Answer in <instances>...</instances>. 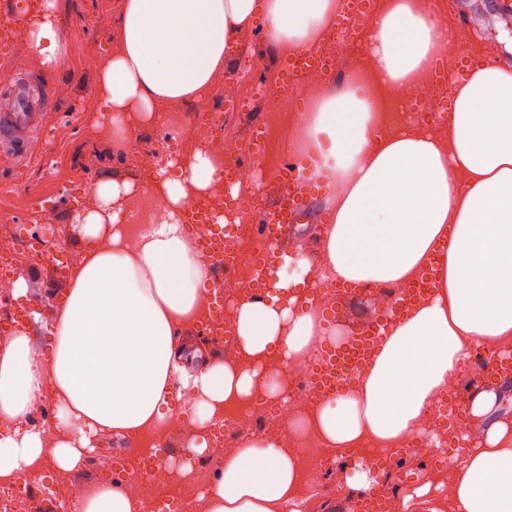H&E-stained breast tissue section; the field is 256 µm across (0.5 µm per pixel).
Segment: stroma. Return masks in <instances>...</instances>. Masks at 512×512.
I'll return each mask as SVG.
<instances>
[{
    "mask_svg": "<svg viewBox=\"0 0 512 512\" xmlns=\"http://www.w3.org/2000/svg\"><path fill=\"white\" fill-rule=\"evenodd\" d=\"M39 2L0 0V17L9 16L21 33L7 53L13 57L29 56L28 72L34 73L50 91L53 103L51 112L44 116L46 129L72 123L78 133L68 143H59L50 137L33 139L25 167H18L11 159L0 165V225L17 224L32 232H41L44 220L33 209L32 202L49 200L58 215L49 246L69 254L85 248L84 240L69 232L84 208L74 195L63 192L62 177L79 174L88 188L106 180L136 181L140 178L133 164L119 158L110 140L98 132L99 125L109 122L110 115L99 90L102 68L89 61L93 55L101 61L108 59L116 49L117 20L123 0H55L60 6L55 13L57 34L67 46L66 56L55 68L43 65L32 48L30 33ZM438 6L446 10L456 30L463 32V53L485 51L490 61H512V11L504 10L503 0H438ZM281 52V46L268 40L261 25L248 28L239 34L236 51L207 94L174 104V111L203 108L223 95L228 85L253 96L258 87H275L280 76ZM266 109V100L254 96L249 110L227 113L225 131L244 144H251ZM312 195V201L305 206L308 216L304 223L293 225L288 232L285 242L288 253L313 256L320 250L316 228L330 223L334 198L323 186L313 189ZM20 270L29 282V291L21 303L35 308L39 314L38 322L28 325L31 345L35 348L49 346V325L69 283L59 279L48 263L35 264L26 259ZM130 453V446L109 437L101 438L82 467L65 473L71 496L79 497L83 489L101 482L100 458L126 459Z\"/></svg>",
    "mask_w": 512,
    "mask_h": 512,
    "instance_id": "stroma-1",
    "label": "stroma"
}]
</instances>
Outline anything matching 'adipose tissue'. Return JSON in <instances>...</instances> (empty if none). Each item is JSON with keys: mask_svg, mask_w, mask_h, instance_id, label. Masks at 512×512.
Segmentation results:
<instances>
[{"mask_svg": "<svg viewBox=\"0 0 512 512\" xmlns=\"http://www.w3.org/2000/svg\"><path fill=\"white\" fill-rule=\"evenodd\" d=\"M336 0H123L118 48L101 73L113 147L158 108L204 96L241 31L265 21L291 50L315 46L336 16ZM436 0H384L368 44L374 82L392 89L420 78L444 52ZM33 47L53 66L66 47L54 32V0H43ZM314 112L295 145L311 180L339 186L332 223L320 228V258L331 278L381 288L434 268V295L397 320L354 391L325 401L293 428L312 425L324 447L401 446L448 397V375L476 354L512 343V65L473 64L453 84L441 135L413 130L375 136L377 114L360 82L308 90ZM218 162L206 149L167 162L152 189L169 221L127 245L121 223L140 185L102 181L100 207L72 231L86 242L56 312L54 347L34 363L26 328L0 340V479L35 474L44 460L68 472L99 438L139 437L175 413L172 385L193 388V411L209 421L224 403L250 396L258 371L225 363L188 340L187 316L210 271L179 214L211 191ZM293 276L272 275L259 301L234 310L249 359L299 362L323 329L297 302L305 260L284 256ZM61 405L57 435L45 441L28 418L44 395ZM302 491L299 458L260 439L244 441L203 495L206 512H280ZM451 512H512V417L491 422L452 472ZM114 482L85 489L79 512H140Z\"/></svg>", "mask_w": 512, "mask_h": 512, "instance_id": "ef3b65f1", "label": "adipose tissue"}]
</instances>
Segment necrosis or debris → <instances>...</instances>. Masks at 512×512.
<instances>
[{
    "instance_id": "obj_1",
    "label": "necrosis or debris",
    "mask_w": 512,
    "mask_h": 512,
    "mask_svg": "<svg viewBox=\"0 0 512 512\" xmlns=\"http://www.w3.org/2000/svg\"><path fill=\"white\" fill-rule=\"evenodd\" d=\"M437 83L438 77L432 72L424 79L402 86L401 97L416 101L418 110L412 114L395 112L384 115L381 132L395 133L411 127L421 133H441L442 97ZM238 97L235 88H225L223 100L213 101L205 108L201 118L189 123H159L147 133L137 130L127 142L126 151L144 177L157 171L173 156L199 147L211 148L219 156L223 173L215 189L207 196L189 200L185 212L178 215L188 238L197 247L201 246L202 239L198 229L188 223V212L203 216L224 213L230 189L234 186L238 187L240 194L251 193L276 200L287 193V182L281 177L269 176L267 170L286 167L288 145L299 140L311 120L310 112L301 106L298 96L283 94L281 106L268 110L261 123L264 159L252 164L245 161L241 143L224 133L223 102L227 99L234 101ZM263 215V210L256 208L237 213L231 234L224 236L219 248L206 257L218 291L202 294L196 328L202 335L224 342V360L231 364L242 361L234 341L232 309L240 300H259L263 297L256 260V245L260 240L259 222ZM228 255L234 258L229 268L224 265V258ZM403 291L400 285L376 289L374 303L366 306L353 323L351 332L361 339L359 355L363 360L372 359L375 353V345L368 337L370 330L382 322ZM325 356L322 337H313L303 361L278 365L277 393H270L268 387L262 384L251 396L225 405L223 417L210 423L212 433L207 439L208 446L202 456L192 461L190 477L181 476L175 469L165 471V492L153 490L148 483L149 475L157 468L155 458L149 451L144 452L133 464L102 460L99 464L101 473L112 476L113 480L139 497L141 512H169L170 499L183 502L199 497L215 475L214 464L223 462L232 443L257 437L294 449L299 454L302 495L296 502L283 505L281 512H304L307 502L324 489L322 480L330 451L324 448L314 431L292 434L288 431V423L307 415L314 404L323 401V394L314 388L313 375ZM468 431L466 422H458L449 428L438 423L436 417H428L407 443L406 449L419 457L444 460L448 457L449 444L458 441Z\"/></svg>"
}]
</instances>
